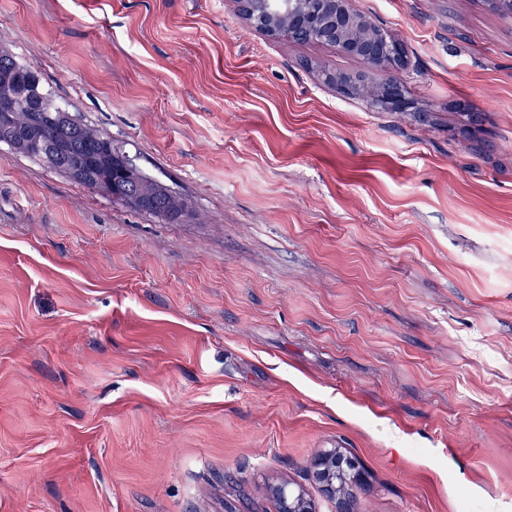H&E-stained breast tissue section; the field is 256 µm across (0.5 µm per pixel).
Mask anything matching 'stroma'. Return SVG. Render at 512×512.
<instances>
[{
  "instance_id": "obj_1",
  "label": "stroma",
  "mask_w": 512,
  "mask_h": 512,
  "mask_svg": "<svg viewBox=\"0 0 512 512\" xmlns=\"http://www.w3.org/2000/svg\"><path fill=\"white\" fill-rule=\"evenodd\" d=\"M411 108L236 0H0V44L188 204L0 147V512H512V13L356 0ZM355 94L362 96L367 102L373 106H383L379 98L378 84H370L360 77L352 79L350 76H340ZM145 174V173H144ZM147 181H154L151 188H149V206L148 208H135L142 213H146L152 216L160 217V213L168 207L169 197L165 195V192H169L173 195L176 202L180 201L181 198L171 191L168 187L160 183L159 180L153 179L145 174ZM355 462V463H354ZM346 458L343 454L336 456V451L325 456H316L311 462V473L314 482L330 493L333 497L336 492L342 495H352L345 482L338 488V477L348 481L353 487H360L364 483V474L357 461ZM272 493L279 500L283 512H315L314 504L301 487L278 485Z\"/></svg>"
}]
</instances>
